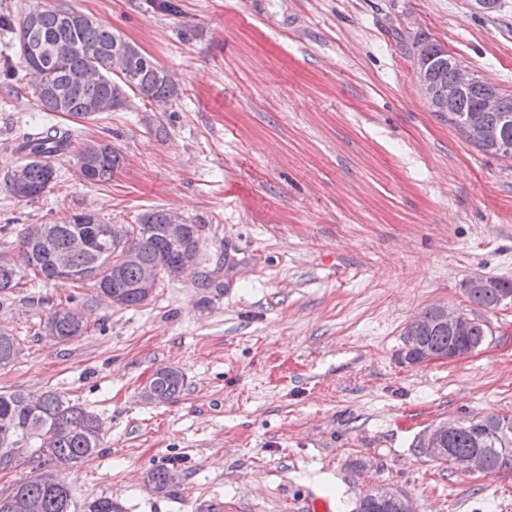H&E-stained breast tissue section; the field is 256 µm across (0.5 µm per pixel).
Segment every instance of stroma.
<instances>
[{"instance_id": "1", "label": "stroma", "mask_w": 512, "mask_h": 512, "mask_svg": "<svg viewBox=\"0 0 512 512\" xmlns=\"http://www.w3.org/2000/svg\"><path fill=\"white\" fill-rule=\"evenodd\" d=\"M0 0V16L65 5L136 43L180 86L130 96L97 121L44 111L0 28V179L35 128L111 141L121 165L92 185L73 153L49 191L0 189V253L23 228L72 209L111 224L178 211L200 227L199 263L133 308L92 282L31 281L0 293V330L22 344L0 391L53 390L96 414L97 452L69 470L76 503L125 512H302L307 493L355 512L382 486L414 512H512V468L465 475L413 445L434 425L512 417V302L469 303L474 278L512 280V159L480 151L431 112L413 64L427 34L512 95V0ZM163 123L157 139L149 124ZM71 301L87 328L43 324ZM446 306L486 321L472 353L400 363L410 318ZM180 396L143 394L154 371ZM174 468L169 494L148 470ZM185 385V375L178 368L162 366L157 368L148 385L144 387L145 398L157 402L176 399Z\"/></svg>"}]
</instances>
